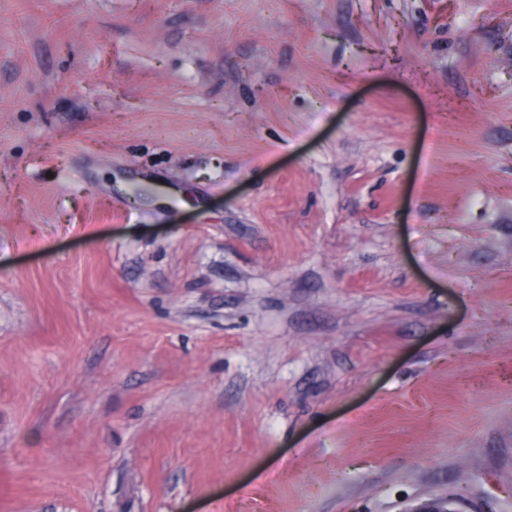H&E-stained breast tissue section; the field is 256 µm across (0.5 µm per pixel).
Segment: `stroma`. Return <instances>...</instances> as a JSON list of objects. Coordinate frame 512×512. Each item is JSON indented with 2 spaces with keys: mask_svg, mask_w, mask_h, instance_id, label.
I'll return each mask as SVG.
<instances>
[{
  "mask_svg": "<svg viewBox=\"0 0 512 512\" xmlns=\"http://www.w3.org/2000/svg\"><path fill=\"white\" fill-rule=\"evenodd\" d=\"M448 496L512 512V0H0V512Z\"/></svg>",
  "mask_w": 512,
  "mask_h": 512,
  "instance_id": "35a3bbf8",
  "label": "stroma"
}]
</instances>
